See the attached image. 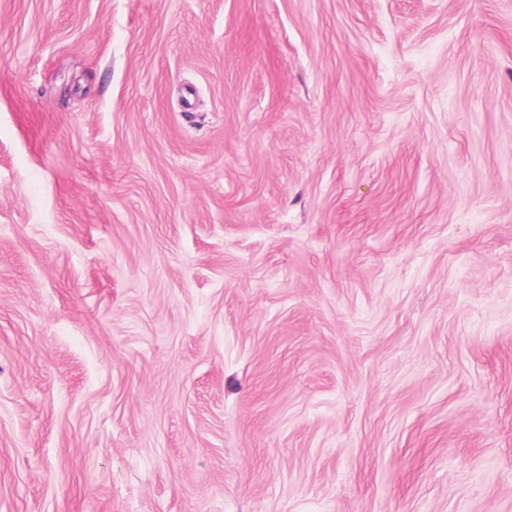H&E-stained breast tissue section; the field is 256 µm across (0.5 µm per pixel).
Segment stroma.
<instances>
[{
	"label": "stroma",
	"mask_w": 512,
	"mask_h": 512,
	"mask_svg": "<svg viewBox=\"0 0 512 512\" xmlns=\"http://www.w3.org/2000/svg\"><path fill=\"white\" fill-rule=\"evenodd\" d=\"M0 512H512V0H0Z\"/></svg>",
	"instance_id": "stroma-1"
}]
</instances>
